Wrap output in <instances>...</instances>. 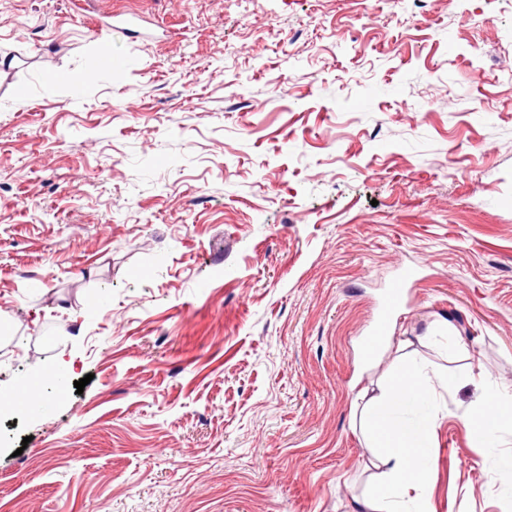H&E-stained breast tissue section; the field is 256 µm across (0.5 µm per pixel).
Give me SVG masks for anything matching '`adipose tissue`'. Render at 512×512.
Returning a JSON list of instances; mask_svg holds the SVG:
<instances>
[{
  "mask_svg": "<svg viewBox=\"0 0 512 512\" xmlns=\"http://www.w3.org/2000/svg\"><path fill=\"white\" fill-rule=\"evenodd\" d=\"M416 366L396 370L380 396L368 399L361 410L359 424L374 450L373 466L378 472L376 490L369 497L355 500L351 512H394L412 492L425 482L416 466L426 454L428 431L394 423L389 407L408 397L426 395ZM483 409L471 414L467 423L478 439H486L501 424L512 421V394L486 384Z\"/></svg>",
  "mask_w": 512,
  "mask_h": 512,
  "instance_id": "ef3b65f1",
  "label": "adipose tissue"
}]
</instances>
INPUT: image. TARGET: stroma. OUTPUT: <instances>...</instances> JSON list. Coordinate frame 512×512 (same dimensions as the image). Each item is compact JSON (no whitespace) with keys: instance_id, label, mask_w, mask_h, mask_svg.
<instances>
[{"instance_id":"stroma-1","label":"stroma","mask_w":512,"mask_h":512,"mask_svg":"<svg viewBox=\"0 0 512 512\" xmlns=\"http://www.w3.org/2000/svg\"><path fill=\"white\" fill-rule=\"evenodd\" d=\"M113 2L0 0V388L76 361L0 411V512H351L411 361L407 512H512V424L466 423L512 386V0ZM415 272V269H409L405 271V273L401 275L400 279L387 289L383 309L377 320L369 329V334L371 336V346L377 342L378 336H385L387 319L392 315V312L403 302L404 288L407 281L415 275ZM448 331L451 334L450 340L448 342ZM427 336H424V339H434L436 342L440 343L448 352V348L452 350L465 351V345L456 338L452 333V327L448 323V320H442L438 322L435 326L429 327L427 330ZM440 337L441 340H437L436 338Z\"/></svg>"}]
</instances>
